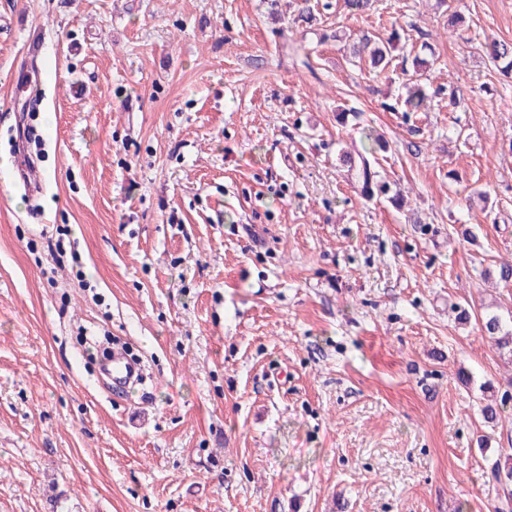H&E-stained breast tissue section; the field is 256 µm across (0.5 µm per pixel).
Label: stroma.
I'll return each mask as SVG.
<instances>
[{
  "instance_id": "1",
  "label": "stroma",
  "mask_w": 512,
  "mask_h": 512,
  "mask_svg": "<svg viewBox=\"0 0 512 512\" xmlns=\"http://www.w3.org/2000/svg\"><path fill=\"white\" fill-rule=\"evenodd\" d=\"M311 3L0 0V512H498L512 354L454 308L512 318V0ZM393 14L430 111L343 49ZM483 48H485L492 62L505 64L501 67L503 72L512 73V42L504 40L494 41L490 44H486ZM413 65V74L409 75L410 78L406 79L407 81H410L408 84L411 83V87L408 89V95L403 102L406 112H418L421 110L426 99H428V95L421 87L418 76L422 75V72L430 66V63L426 59L420 58L419 55H415L413 58ZM137 366L123 354H114L112 361L107 369V373L112 381V389H118L125 392L128 387L136 379L138 373Z\"/></svg>"
}]
</instances>
